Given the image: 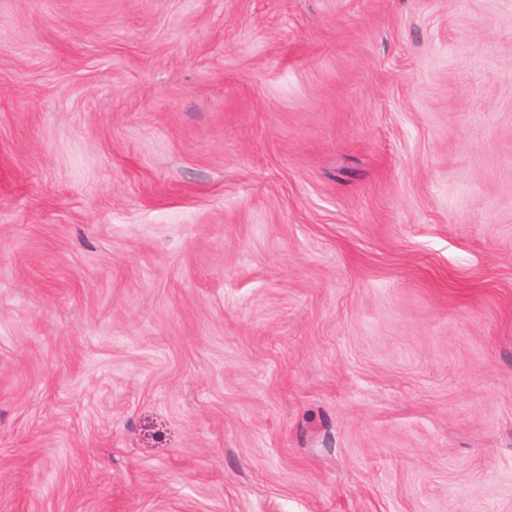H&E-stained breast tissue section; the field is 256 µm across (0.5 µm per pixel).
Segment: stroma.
<instances>
[{
	"mask_svg": "<svg viewBox=\"0 0 512 512\" xmlns=\"http://www.w3.org/2000/svg\"><path fill=\"white\" fill-rule=\"evenodd\" d=\"M0 512H512V0H0Z\"/></svg>",
	"mask_w": 512,
	"mask_h": 512,
	"instance_id": "35a3bbf8",
	"label": "stroma"
}]
</instances>
